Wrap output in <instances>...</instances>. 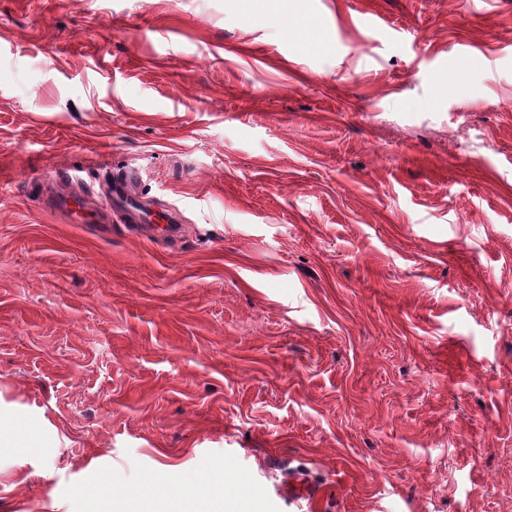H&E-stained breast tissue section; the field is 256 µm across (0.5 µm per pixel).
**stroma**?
<instances>
[{
	"mask_svg": "<svg viewBox=\"0 0 512 512\" xmlns=\"http://www.w3.org/2000/svg\"><path fill=\"white\" fill-rule=\"evenodd\" d=\"M125 166L180 237L30 190ZM0 418V512H512V0H0ZM133 497L117 495L102 512H222L213 511L223 502L224 482L207 479L201 481H168L159 486L156 477L149 483L141 482Z\"/></svg>",
	"mask_w": 512,
	"mask_h": 512,
	"instance_id": "1",
	"label": "stroma"
}]
</instances>
